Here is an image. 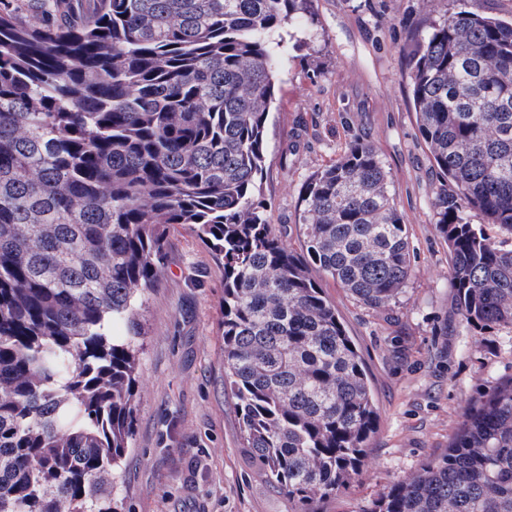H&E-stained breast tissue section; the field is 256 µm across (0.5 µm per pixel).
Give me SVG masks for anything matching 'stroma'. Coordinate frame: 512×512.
I'll return each mask as SVG.
<instances>
[{
  "label": "stroma",
  "instance_id": "35a3bbf8",
  "mask_svg": "<svg viewBox=\"0 0 512 512\" xmlns=\"http://www.w3.org/2000/svg\"><path fill=\"white\" fill-rule=\"evenodd\" d=\"M315 23L287 39L268 130L260 199L298 248L302 189L355 141L372 143L407 226L412 277L370 308L325 282L366 365L378 428L363 469L319 512H368L396 481L444 454L465 410L512 376V326L464 327L436 230L441 179L418 130L407 53L433 13L426 0H314ZM224 267L183 227L144 304L133 447L114 489L117 512H288L247 458L224 389Z\"/></svg>",
  "mask_w": 512,
  "mask_h": 512
}]
</instances>
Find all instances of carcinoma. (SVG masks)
I'll return each instance as SVG.
<instances>
[{
  "label": "carcinoma",
  "instance_id": "obj_1",
  "mask_svg": "<svg viewBox=\"0 0 512 512\" xmlns=\"http://www.w3.org/2000/svg\"><path fill=\"white\" fill-rule=\"evenodd\" d=\"M0 4V512H115L131 448L142 307L168 229L224 265V374L245 453L293 512L358 474L378 423L362 357L317 270L375 309L412 275L375 147L312 174L306 255L265 214L275 70L313 0ZM406 78L443 179L434 205L464 325H512V22L446 8ZM123 323L128 335L111 328ZM372 512H512V376L463 414L448 452Z\"/></svg>",
  "mask_w": 512,
  "mask_h": 512
}]
</instances>
